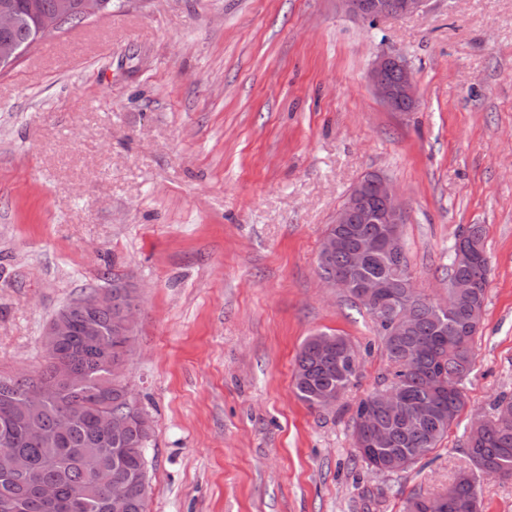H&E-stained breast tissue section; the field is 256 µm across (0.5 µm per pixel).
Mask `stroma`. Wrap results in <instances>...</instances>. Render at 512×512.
Instances as JSON below:
<instances>
[{"label":"stroma","mask_w":512,"mask_h":512,"mask_svg":"<svg viewBox=\"0 0 512 512\" xmlns=\"http://www.w3.org/2000/svg\"><path fill=\"white\" fill-rule=\"evenodd\" d=\"M52 42L0 71V376L39 374L55 313L120 276L140 293L119 378L154 426L146 512H404L445 489L474 419L512 393V0L373 24L338 0H122ZM384 51L413 70V111L369 85ZM369 172L407 209L420 292L446 300L462 227L483 225L491 262L465 405L393 475L351 439L382 339L318 268ZM321 331L358 370L312 409L294 361Z\"/></svg>","instance_id":"1"}]
</instances>
